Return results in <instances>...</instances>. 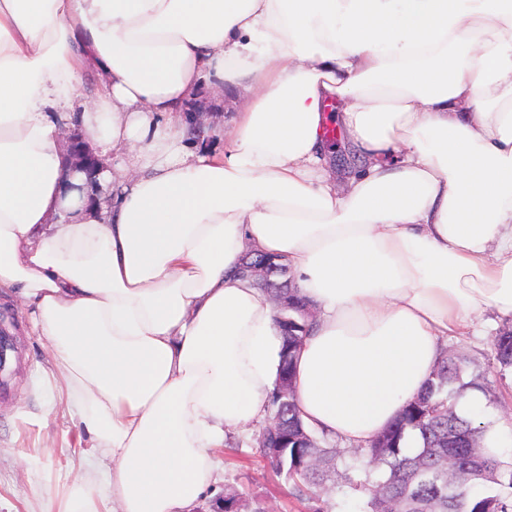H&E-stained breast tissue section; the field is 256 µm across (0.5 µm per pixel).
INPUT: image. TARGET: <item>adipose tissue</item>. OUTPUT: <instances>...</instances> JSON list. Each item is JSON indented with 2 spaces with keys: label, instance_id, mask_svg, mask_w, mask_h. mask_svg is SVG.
<instances>
[{
  "label": "adipose tissue",
  "instance_id": "adipose-tissue-1",
  "mask_svg": "<svg viewBox=\"0 0 512 512\" xmlns=\"http://www.w3.org/2000/svg\"><path fill=\"white\" fill-rule=\"evenodd\" d=\"M87 62L80 121L139 170L93 204L62 194L54 121ZM208 77L262 88L217 157L180 136ZM334 98L368 159L342 192ZM250 249L319 305L297 407L349 446L421 393L440 337L512 317V0H0V288L94 450L57 512H192L228 430L264 419L282 340ZM79 76L82 108H89L102 90L100 71L92 65H87L82 68Z\"/></svg>",
  "mask_w": 512,
  "mask_h": 512
}]
</instances>
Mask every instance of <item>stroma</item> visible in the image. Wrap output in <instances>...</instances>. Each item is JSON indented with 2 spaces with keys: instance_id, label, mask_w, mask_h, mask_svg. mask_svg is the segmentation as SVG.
Masks as SVG:
<instances>
[{
  "instance_id": "1",
  "label": "stroma",
  "mask_w": 512,
  "mask_h": 512,
  "mask_svg": "<svg viewBox=\"0 0 512 512\" xmlns=\"http://www.w3.org/2000/svg\"><path fill=\"white\" fill-rule=\"evenodd\" d=\"M253 99L243 84L214 78L203 82L190 108L205 126L198 137L182 130L184 144L213 153L224 150L216 129L232 130L236 113ZM0 306L13 317L14 358L0 394V512H44L67 494L83 460L92 454L89 441L51 378L47 342L33 330L30 308L19 296L0 289ZM512 329V318L493 312L482 316L477 329L458 336L440 337L442 352H451L485 371L493 392L482 409L491 424H512V374L498 378L493 340ZM262 424L227 433L223 448L215 453L214 480L195 512H221L218 502L233 491L246 502L260 501L275 512H308L293 485L276 477L259 451Z\"/></svg>"
}]
</instances>
